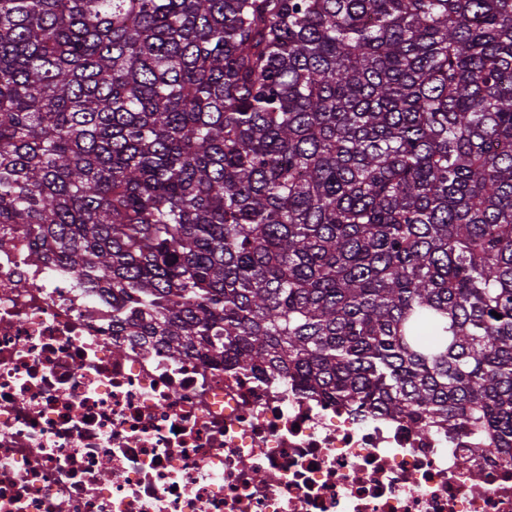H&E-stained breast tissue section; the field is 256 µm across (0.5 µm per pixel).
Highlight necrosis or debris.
Masks as SVG:
<instances>
[{"mask_svg":"<svg viewBox=\"0 0 512 512\" xmlns=\"http://www.w3.org/2000/svg\"><path fill=\"white\" fill-rule=\"evenodd\" d=\"M29 248L0 251V512H512V467L475 438L160 347L115 354L111 298Z\"/></svg>","mask_w":512,"mask_h":512,"instance_id":"1","label":"necrosis or debris"}]
</instances>
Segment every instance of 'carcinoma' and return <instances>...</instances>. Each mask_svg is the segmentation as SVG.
Listing matches in <instances>:
<instances>
[{"instance_id": "cac0c4a2", "label": "carcinoma", "mask_w": 512, "mask_h": 512, "mask_svg": "<svg viewBox=\"0 0 512 512\" xmlns=\"http://www.w3.org/2000/svg\"><path fill=\"white\" fill-rule=\"evenodd\" d=\"M3 224L114 336L512 465V0H0Z\"/></svg>"}]
</instances>
